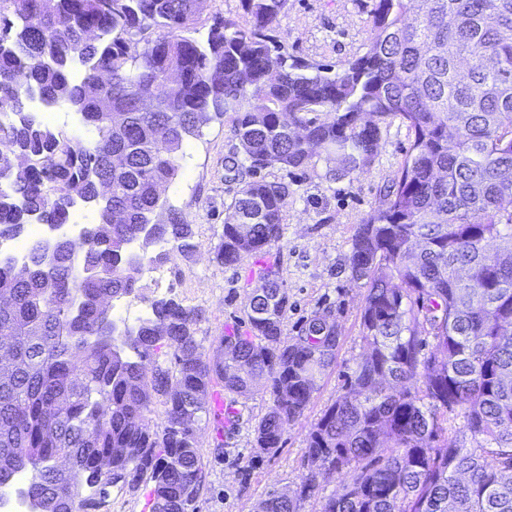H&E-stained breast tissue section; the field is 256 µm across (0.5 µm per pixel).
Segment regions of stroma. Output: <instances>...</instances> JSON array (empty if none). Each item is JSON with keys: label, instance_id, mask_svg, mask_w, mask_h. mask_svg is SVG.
I'll use <instances>...</instances> for the list:
<instances>
[{"label": "stroma", "instance_id": "35a3bbf8", "mask_svg": "<svg viewBox=\"0 0 512 512\" xmlns=\"http://www.w3.org/2000/svg\"><path fill=\"white\" fill-rule=\"evenodd\" d=\"M377 0H288L267 38L280 52L310 64L339 68L363 54L371 36ZM231 116L211 122L190 139L178 177L162 196L182 213L194 231L191 252L168 243L167 296L200 311L196 336L212 342L228 325L247 332L246 304L259 285V273L275 266L288 291L284 338L297 336L314 315L332 311L339 331L336 365L317 377V389L303 416L286 425L277 453L255 457L254 429L271 400L264 386L238 398L233 429L217 433L206 426L199 436L205 478L197 512H258L269 493H292L310 478L315 465L306 453L307 434L324 410L343 394L348 376L361 360L360 312L363 289L349 278L347 258L361 219L382 206L384 187L401 165L409 138L404 124L383 128L374 165L351 179H326V162L316 155L304 167L267 168L269 181L287 183L281 241L261 252L243 254L221 265L214 250L224 233V215L243 179L230 172L237 156Z\"/></svg>", "mask_w": 512, "mask_h": 512}]
</instances>
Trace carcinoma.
Returning <instances> with one entry per match:
<instances>
[{"mask_svg": "<svg viewBox=\"0 0 512 512\" xmlns=\"http://www.w3.org/2000/svg\"><path fill=\"white\" fill-rule=\"evenodd\" d=\"M111 2L0 0V238L66 224L79 200L98 214L80 262L63 240L44 276L37 239L26 272L0 265V298L13 299L0 334L14 336L0 345L13 357L0 368V486L26 473L24 497L46 512H92L112 487L108 459L129 491L154 482L152 512H196L197 432L224 426L204 396L219 383L246 396L262 377L272 404L254 454L276 452L337 351L320 315L282 338L278 272L250 296V335L209 347L195 336L200 313L172 298L153 299L130 340L111 333L102 301L170 259L150 245L192 250L160 188L212 121L233 115L251 169L300 168L317 148L339 180L374 164L381 128L398 119L410 149L348 257L365 289V357L307 438L329 474L351 473L321 512H512V0H377L366 52L333 74L272 53L266 31L288 0H240L245 24L218 18L200 38L202 0ZM35 99L80 114L93 141L37 122ZM288 195L283 182H244L216 261L278 243ZM163 346L169 365L155 356ZM155 399L165 420L153 428ZM452 412L471 446L443 437ZM80 483L92 493L78 501ZM314 487L273 492L262 512H300Z\"/></svg>", "mask_w": 512, "mask_h": 512, "instance_id": "1", "label": "carcinoma"}]
</instances>
